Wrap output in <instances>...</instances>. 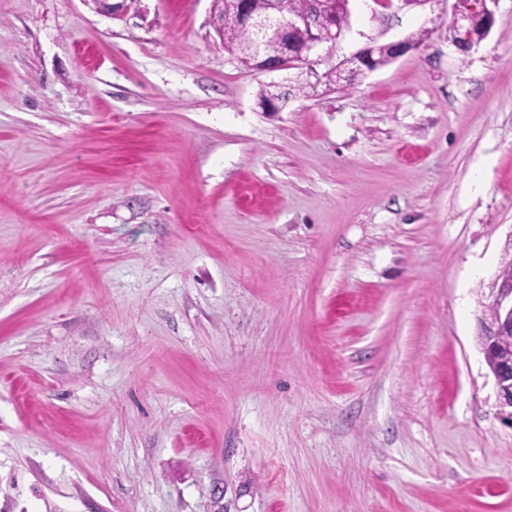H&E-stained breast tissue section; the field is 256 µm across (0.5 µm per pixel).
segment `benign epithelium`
I'll return each instance as SVG.
<instances>
[{"label": "benign epithelium", "mask_w": 512, "mask_h": 512, "mask_svg": "<svg viewBox=\"0 0 512 512\" xmlns=\"http://www.w3.org/2000/svg\"><path fill=\"white\" fill-rule=\"evenodd\" d=\"M98 9L111 17H120L126 11V0H95ZM211 18L217 33L224 30V21L252 29L257 44L248 58L241 59L247 68L273 73L296 68L310 61L323 50L332 51L345 35V29L336 23L331 0H311V7L299 14H290L282 0H266L258 8L254 0H211ZM490 0H469L467 6L454 3L452 11V43L458 50L470 51L486 39L494 24ZM275 47V55L269 48ZM382 50L388 60L394 61L417 46L405 39L387 44H368L337 64L338 81L348 80L354 68L366 67L367 55ZM489 303L494 317L481 327L480 346L488 356L496 348L498 338L512 334V283L491 289ZM494 377L500 410L512 422V358L490 369Z\"/></svg>", "instance_id": "7a95c632"}]
</instances>
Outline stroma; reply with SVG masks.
Listing matches in <instances>:
<instances>
[{"mask_svg":"<svg viewBox=\"0 0 512 512\" xmlns=\"http://www.w3.org/2000/svg\"><path fill=\"white\" fill-rule=\"evenodd\" d=\"M350 0L278 112L210 0H0V512H512V0ZM459 1L463 8L459 6ZM491 1L493 0L454 1L450 30L452 43L458 50L468 52L486 39L494 24V14L488 6ZM423 36L424 35L419 34L415 37H408L409 39L407 40L409 42H420L422 41ZM407 40L402 39L387 44H367L366 46L358 49L350 56L345 57L342 61H340L337 64V70L336 65L331 66L322 74L323 81L319 83L311 82V78H314L315 82L319 81L321 79V75L315 69L310 67L306 72L307 80L310 82L302 83L298 86L297 90L305 96H314L319 85L324 84L327 86L336 82V73L338 81H347L349 71L353 70L354 68H361L367 65L366 61L368 53L371 54L374 51H378V49H381L384 52L388 60L394 61L419 47V45L416 46L412 43H409ZM489 303L494 311V317L490 322H485L481 327L480 346L484 358L490 355L496 348L499 336L500 350L504 351L512 343V283L500 284L498 288H491ZM491 309V310H492ZM490 372L494 377L500 410L506 414L512 426V355L509 360L495 365Z\"/></svg>","mask_w":512,"mask_h":512,"instance_id":"stroma-1","label":"stroma"}]
</instances>
